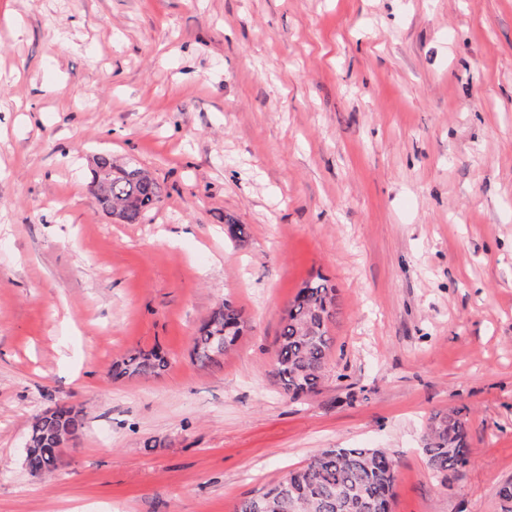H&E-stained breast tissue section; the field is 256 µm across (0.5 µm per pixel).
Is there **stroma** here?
I'll return each instance as SVG.
<instances>
[{"label":"stroma","instance_id":"obj_1","mask_svg":"<svg viewBox=\"0 0 512 512\" xmlns=\"http://www.w3.org/2000/svg\"><path fill=\"white\" fill-rule=\"evenodd\" d=\"M99 153L164 184L141 223L97 206ZM318 274L331 366L292 400L275 341ZM227 298L246 330L199 368ZM152 348L160 376L113 379ZM63 401L84 433L30 475ZM455 408L472 454L443 481L422 438ZM320 448L388 449L391 512H501L512 0H0V512H234ZM36 414L32 416L35 422L29 425L27 441H31V447L26 453L25 463L32 475L43 476L59 469L63 457L53 466L49 464V458L55 448H59L57 453L62 454L59 447L62 442L79 439L85 427V418L81 410L67 403L56 404L50 413L43 416Z\"/></svg>","mask_w":512,"mask_h":512}]
</instances>
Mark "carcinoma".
<instances>
[{"label": "carcinoma", "instance_id": "obj_1", "mask_svg": "<svg viewBox=\"0 0 512 512\" xmlns=\"http://www.w3.org/2000/svg\"><path fill=\"white\" fill-rule=\"evenodd\" d=\"M92 179L99 207L126 224H137L164 201V188L143 167L119 163L108 154L94 159ZM224 233L236 245L246 241L243 225L232 219ZM335 287L321 276L305 281L282 319L274 350L273 376L295 400L317 392L329 367L330 328L336 321ZM243 334L241 312L224 300L190 338L191 360L201 368L218 364ZM167 358L150 350L130 352L112 367L113 377L158 376ZM26 467L36 476L59 469L49 458L63 442L83 433L85 418L76 406L62 403L43 416L33 415ZM422 453L429 469L443 479L469 464L467 419L455 410L430 417ZM396 464L384 448H323L279 481L244 496L235 512H390Z\"/></svg>", "mask_w": 512, "mask_h": 512}]
</instances>
